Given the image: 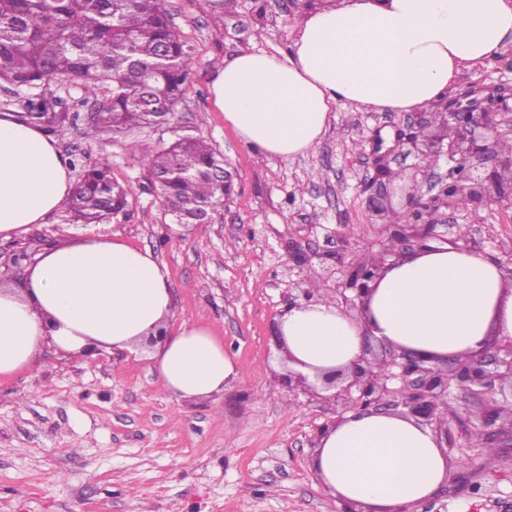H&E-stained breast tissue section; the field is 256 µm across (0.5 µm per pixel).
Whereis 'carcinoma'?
<instances>
[{
	"instance_id": "1",
	"label": "carcinoma",
	"mask_w": 512,
	"mask_h": 512,
	"mask_svg": "<svg viewBox=\"0 0 512 512\" xmlns=\"http://www.w3.org/2000/svg\"><path fill=\"white\" fill-rule=\"evenodd\" d=\"M193 57L171 25L166 0H0V82L23 101V118L64 125L51 80L79 85L99 109L85 137L169 126ZM148 179L178 224H211L224 207V157L202 137L174 132L148 155ZM70 212L82 224L128 215V190L110 167H83Z\"/></svg>"
}]
</instances>
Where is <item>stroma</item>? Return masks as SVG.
<instances>
[{
    "mask_svg": "<svg viewBox=\"0 0 512 512\" xmlns=\"http://www.w3.org/2000/svg\"><path fill=\"white\" fill-rule=\"evenodd\" d=\"M325 0H167L176 31L192 48L176 123L206 137L235 174L234 193L215 223L197 228L165 216L146 176V156L173 134L168 127L90 140L87 103L55 133L65 156L107 162L129 192V218L84 226L61 205L18 241L0 240V274L12 275L16 242L30 256L63 238L116 235L151 250L169 272L176 320L209 326L234 356L241 381L223 394L178 404L167 394L148 350L111 351L76 361L48 352L37 369L0 382V512H341L310 468L311 443L335 415L282 383L286 372L276 319L304 289L328 299L350 264L381 249L401 252L393 215L401 211L414 156L390 163L394 212L368 207L376 171L373 144L392 148L407 123L426 120L424 135H445L433 109L366 112L335 109V120L308 153L290 160L254 154L210 100L213 70L243 50L288 51L296 23ZM512 91V51L473 71L456 90L483 101V88ZM449 238L506 259L512 210L488 202L451 214ZM300 249L305 264L290 253ZM453 457L469 488L437 492L414 512H512V450L480 442L481 400L459 388L448 397Z\"/></svg>",
    "mask_w": 512,
    "mask_h": 512,
    "instance_id": "1",
    "label": "stroma"
}]
</instances>
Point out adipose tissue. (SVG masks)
<instances>
[{"instance_id":"1","label":"adipose tissue","mask_w":512,"mask_h":512,"mask_svg":"<svg viewBox=\"0 0 512 512\" xmlns=\"http://www.w3.org/2000/svg\"><path fill=\"white\" fill-rule=\"evenodd\" d=\"M512 46V0H341L307 12L284 54L247 51L212 77L215 107L254 153L290 160L315 147L341 104L409 112L445 100L475 67ZM72 188L68 159L40 126L0 113V240L44 223ZM166 266L118 236L51 244L0 283V379L46 351L86 360L150 351L177 402L222 394L241 373L209 327L174 323ZM290 366L312 377L351 367L380 342L440 365L512 340V281L490 256L434 245L370 284L361 317L328 300L277 318ZM311 466L339 505L410 512L447 480L432 426L405 414L350 411L321 434Z\"/></svg>"}]
</instances>
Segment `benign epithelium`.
<instances>
[{
	"label": "benign epithelium",
	"instance_id": "7a95c632",
	"mask_svg": "<svg viewBox=\"0 0 512 512\" xmlns=\"http://www.w3.org/2000/svg\"><path fill=\"white\" fill-rule=\"evenodd\" d=\"M440 116L448 130L446 138L421 140L415 134H400L395 141V148L404 147L406 153L419 160L405 202L414 215V223L404 224L394 233L401 244L413 243L414 252L439 237L437 227L443 224L442 216L459 210L463 201L474 205L493 201L512 209V156L500 150V143L512 133V96H501L495 106L481 111L457 100ZM392 153L390 149L382 155L379 146H372L378 187L368 202L380 217L391 209L385 179ZM442 156L451 163L447 178L422 189L416 175ZM384 265L381 257L349 272L348 281L356 286L357 298H362L368 283ZM382 352V360L392 368L384 376L373 374L372 362L365 357L356 364L348 381L341 374L324 377V382L334 389L327 397L316 392L300 374L288 376V387L299 388L312 401L332 404L339 415L347 411L389 413L402 407L428 424L436 422L442 413L451 385L473 389L486 397L480 436L486 440L504 439L512 446V420H500L494 399L504 383L512 387L511 340L496 342L476 356L450 359L443 368L427 365L425 360L389 346Z\"/></svg>",
	"mask_w": 512,
	"mask_h": 512
}]
</instances>
